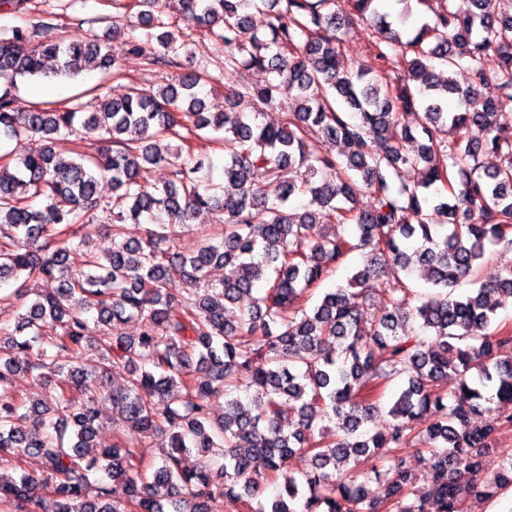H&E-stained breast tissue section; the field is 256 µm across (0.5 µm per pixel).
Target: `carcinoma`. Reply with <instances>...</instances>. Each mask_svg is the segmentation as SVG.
Masks as SVG:
<instances>
[{"mask_svg":"<svg viewBox=\"0 0 512 512\" xmlns=\"http://www.w3.org/2000/svg\"><path fill=\"white\" fill-rule=\"evenodd\" d=\"M378 2L131 0L142 38L116 21L110 42L62 36L48 9L32 28L0 36V133L35 142L0 156V283L13 281L6 299L18 311L14 327L0 325L7 512H208L216 496L232 512H463L467 499L493 501L512 487V450L497 447L512 428V329L496 323L512 304V268L488 271L485 260L489 245L512 247V135L497 125L512 109V0H399L402 25L416 4L434 14L411 30L394 27ZM254 11L267 15L266 30L252 25ZM176 13L224 48V69L273 75L227 100L272 106L288 85L284 122L204 111L207 74L185 69ZM358 21L377 33L373 59L397 53L403 75L341 62L338 33ZM128 54L158 80L99 96L88 112L22 108L11 94L27 76L75 77L92 64L117 72ZM491 79L496 98L481 94ZM403 113L414 126L401 124ZM210 131L224 132L231 192L202 186L193 161ZM92 137L100 146L89 154L80 142ZM62 140L72 157L55 150ZM488 153L497 166L484 167ZM406 165L420 168L418 183L402 179ZM156 169L169 178L149 192ZM105 179L112 199L103 203ZM293 196L307 198L302 210L288 209ZM97 210L112 216L107 253L90 247ZM202 211L224 215L220 239L163 248ZM128 220L152 221L145 238H124ZM356 251L363 264L347 284L308 307ZM215 266L224 278L213 283ZM385 268L394 272L386 305L367 322L362 285ZM415 274L439 295L421 299L409 286ZM468 280L479 287L456 293ZM132 319L138 336L115 334ZM92 343L99 362L89 370L81 360ZM115 367L125 383L109 389ZM62 373L53 400L32 391ZM450 376L455 389L436 391ZM394 382L393 423L367 430ZM103 402L126 429L92 455ZM160 434L167 447L146 465L143 448ZM417 445L431 478L421 496L405 454ZM29 457L38 472L25 470ZM296 458L307 466L291 469ZM268 483L276 495L255 502Z\"/></svg>","mask_w":512,"mask_h":512,"instance_id":"1","label":"carcinoma"}]
</instances>
